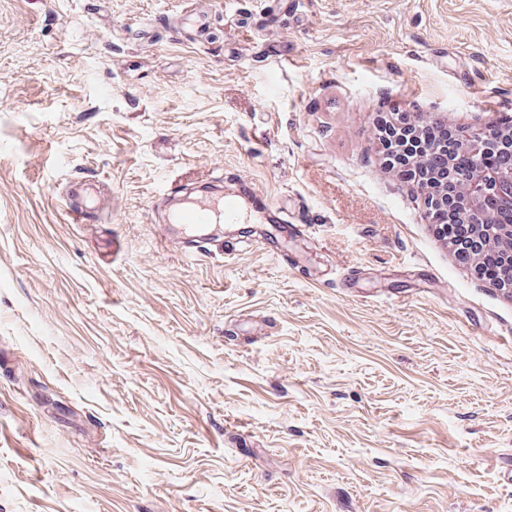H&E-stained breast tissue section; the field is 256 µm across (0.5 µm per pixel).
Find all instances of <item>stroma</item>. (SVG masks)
Segmentation results:
<instances>
[{"label":"stroma","mask_w":512,"mask_h":512,"mask_svg":"<svg viewBox=\"0 0 512 512\" xmlns=\"http://www.w3.org/2000/svg\"><path fill=\"white\" fill-rule=\"evenodd\" d=\"M197 2L0 0V512H512V295L376 138L512 121V0ZM228 170L319 223L185 258ZM67 206L72 220L77 224H83L98 216L95 200L91 194H86L81 201L75 202L68 199Z\"/></svg>","instance_id":"35a3bbf8"}]
</instances>
